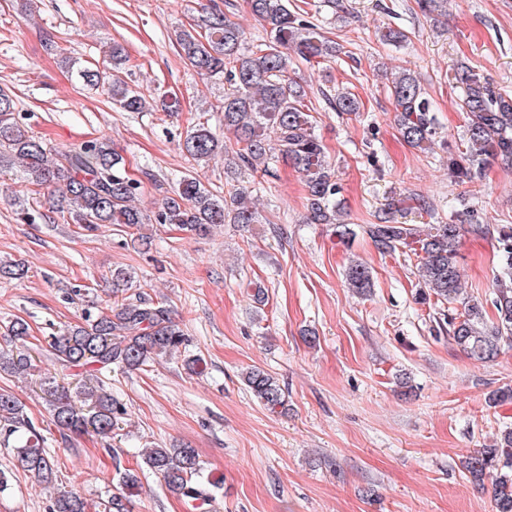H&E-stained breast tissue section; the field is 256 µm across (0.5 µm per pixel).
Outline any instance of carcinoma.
Masks as SVG:
<instances>
[{
  "instance_id": "carcinoma-1",
  "label": "carcinoma",
  "mask_w": 512,
  "mask_h": 512,
  "mask_svg": "<svg viewBox=\"0 0 512 512\" xmlns=\"http://www.w3.org/2000/svg\"><path fill=\"white\" fill-rule=\"evenodd\" d=\"M253 16L263 22L270 40L254 50L244 47V31L216 5L203 9L188 24L175 30L176 43L186 65L200 76L224 79V129L239 145L237 158L243 166L268 172L283 161L302 174L308 196V220L332 224L345 240L354 234L349 225L336 219L334 173L325 160L324 147L314 135V116L307 104L304 87L288 75L293 52L306 62L336 53V45L316 31V25L302 14L288 9L285 0H246ZM129 63L125 48L112 44L108 65L93 63L77 69L82 83L106 91L112 104L126 112H143L153 106L131 88L123 74ZM449 81L464 88L460 107L467 115V130L457 158L451 161L460 183H469L491 161H512V96L496 92L465 65L458 66ZM396 118L402 137L419 147L433 133L431 103L417 77L403 72L392 82ZM336 112L360 111L356 95L346 91L328 98ZM15 102L9 90L0 86V170L19 169L31 186L51 188L55 209L74 224L89 228L98 224H170L181 230L205 233L215 224H255L257 211L248 203L251 190L238 189L224 197L208 189L199 175L186 174L172 194L148 215L135 205L140 183L130 179L122 156L107 142L92 139L64 153L48 149L36 136L14 120ZM274 131L271 140L268 131ZM183 147L197 161H207L224 149V141L201 123L187 131ZM363 231L382 253L406 248L419 260L424 289L430 295L452 302L461 291L459 250L468 235L484 236L482 224H432L421 232L405 224L384 220L367 224ZM503 264L496 276L492 305L496 321L484 322L485 310L477 303H464L462 316H448V335L472 358H494L503 339L512 337V225L496 229ZM25 263H0V277L20 280L27 276ZM350 286L371 287L365 265H352L347 274ZM132 272L112 271V294L131 287ZM11 348L0 350V372L23 373L33 368L27 346L30 328L16 318L5 326ZM184 342V333L163 305L140 297L124 298L111 313L86 316L85 322L69 326L51 337L45 352L67 368H78L75 390L46 380L41 383L48 397L52 422L67 437H111L124 413L107 389L105 373L112 366L137 369L156 357L172 352ZM245 382L266 409L285 406V393L274 377L261 369L246 373ZM0 432L18 435L15 469L40 483H52L56 463L44 449V436L29 420L24 405L9 391L0 390ZM148 469L158 475L172 493L205 504L213 498L210 484L197 479L201 467L195 450L184 444L152 449L145 457ZM473 482H483L496 472L495 512H512V428L500 433L488 448H480L462 462ZM121 484L128 494H112L102 503L103 512H129L127 495L137 489V476L126 472ZM52 512H88L87 502L73 493L61 492Z\"/></svg>"
}]
</instances>
